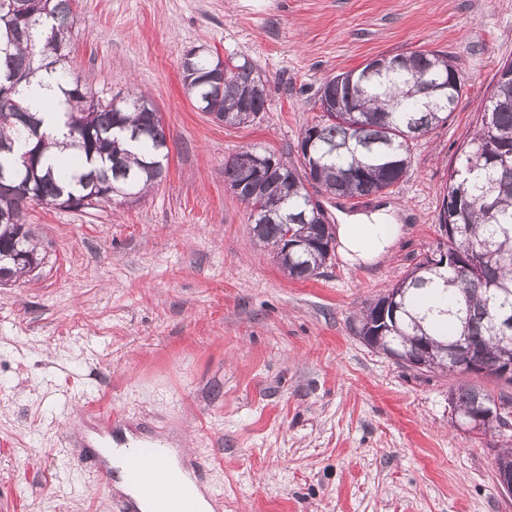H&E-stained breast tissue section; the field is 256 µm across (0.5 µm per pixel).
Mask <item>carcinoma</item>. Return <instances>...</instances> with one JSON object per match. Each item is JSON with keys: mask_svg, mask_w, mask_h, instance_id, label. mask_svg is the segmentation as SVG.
<instances>
[{"mask_svg": "<svg viewBox=\"0 0 512 512\" xmlns=\"http://www.w3.org/2000/svg\"><path fill=\"white\" fill-rule=\"evenodd\" d=\"M77 0H0V167L14 163L17 152L31 153L33 194L24 199L12 183H0V213L14 214L0 223V283L30 273L15 257L38 254L23 211L31 203L53 204L73 196V208H88L84 199L95 189L114 198L137 201L160 183L169 148L158 112L141 110L146 100L135 92L113 105L97 97L67 70L60 40H71L77 23ZM230 75L223 90L212 82V58L203 54L183 83L194 107L220 122L243 125L265 111L266 80L257 65L239 55L224 61ZM57 71L58 90L66 105L60 113L65 142L49 141L24 92L40 71ZM465 83L442 51H413L396 56L393 68L363 76L339 73L319 92H331L343 108H326L301 134L300 166L257 148L224 162V182L246 201L258 155L275 163L280 183L253 198L249 219L253 236L275 248V258L293 279L319 276L328 250L326 227L314 221L305 188L308 175L338 197L361 199L386 191L408 174L412 149L452 111ZM76 152L90 167L60 158L51 163V148ZM439 224L448 232L447 255L425 256L392 287L399 306L396 322L367 328L378 297L358 315V334L382 336L378 349L413 350L428 342L433 354L466 336L477 344L486 363L480 373L500 378L496 366L512 360V340L503 337L497 318H512V78L496 74L493 91L472 136L460 148L458 165L443 190ZM293 231L294 250L278 246L285 230ZM512 407V398L494 399L476 386L450 394L451 407L465 418L480 409L477 399Z\"/></svg>", "mask_w": 512, "mask_h": 512, "instance_id": "1", "label": "carcinoma"}]
</instances>
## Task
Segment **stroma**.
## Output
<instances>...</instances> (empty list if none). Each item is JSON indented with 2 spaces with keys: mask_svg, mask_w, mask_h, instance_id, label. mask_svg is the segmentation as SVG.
Wrapping results in <instances>:
<instances>
[{
  "mask_svg": "<svg viewBox=\"0 0 512 512\" xmlns=\"http://www.w3.org/2000/svg\"><path fill=\"white\" fill-rule=\"evenodd\" d=\"M78 14L70 66L95 92L150 99L169 163L139 201L25 211L43 263L0 284V512H115L114 485L79 466L95 409L133 440L182 441L223 512H512L495 480L505 436L460 430L448 405L463 384L512 386L412 370L356 332L441 240L442 189L512 61V0H79ZM198 47L251 57L267 112L229 127L198 111L181 82ZM417 50L466 79L447 120L388 192L317 195L330 221L388 208L404 235L376 264L335 251L320 276L289 277L225 161L256 146L298 162L326 78Z\"/></svg>",
  "mask_w": 512,
  "mask_h": 512,
  "instance_id": "stroma-1",
  "label": "stroma"
}]
</instances>
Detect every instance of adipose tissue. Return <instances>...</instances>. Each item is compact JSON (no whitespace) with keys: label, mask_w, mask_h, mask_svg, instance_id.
Here are the masks:
<instances>
[{"label":"adipose tissue","mask_w":512,"mask_h":512,"mask_svg":"<svg viewBox=\"0 0 512 512\" xmlns=\"http://www.w3.org/2000/svg\"><path fill=\"white\" fill-rule=\"evenodd\" d=\"M59 75L44 76L41 83L30 88L33 110L42 121V129L52 138H62L63 128L58 114L65 105L57 95ZM403 227L397 224L392 214L378 211L369 215L342 218L336 226L339 251L351 264L376 263L397 242Z\"/></svg>","instance_id":"1"}]
</instances>
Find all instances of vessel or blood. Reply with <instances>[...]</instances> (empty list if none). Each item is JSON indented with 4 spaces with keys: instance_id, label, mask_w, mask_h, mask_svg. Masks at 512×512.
I'll use <instances>...</instances> for the list:
<instances>
[{
    "instance_id": "obj_1",
    "label": "vessel or blood",
    "mask_w": 512,
    "mask_h": 512,
    "mask_svg": "<svg viewBox=\"0 0 512 512\" xmlns=\"http://www.w3.org/2000/svg\"><path fill=\"white\" fill-rule=\"evenodd\" d=\"M161 451L153 446L127 449L123 468L152 512H199L195 498L169 470L158 466Z\"/></svg>"
}]
</instances>
